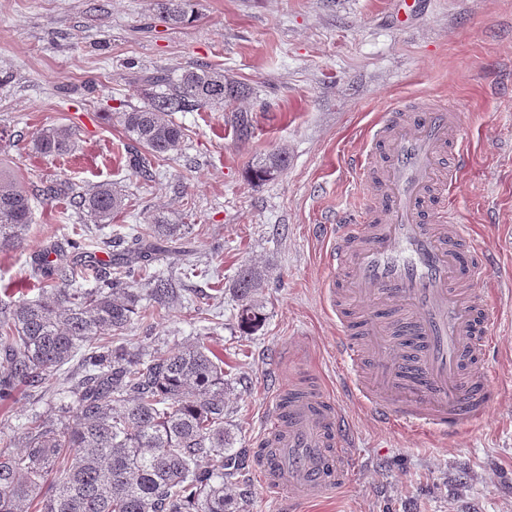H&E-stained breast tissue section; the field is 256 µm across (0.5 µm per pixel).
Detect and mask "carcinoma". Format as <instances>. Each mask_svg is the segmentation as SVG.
<instances>
[{
    "label": "carcinoma",
    "mask_w": 512,
    "mask_h": 512,
    "mask_svg": "<svg viewBox=\"0 0 512 512\" xmlns=\"http://www.w3.org/2000/svg\"><path fill=\"white\" fill-rule=\"evenodd\" d=\"M157 7L172 26L196 18L192 0H157ZM240 94L224 70L188 65L149 76L142 106L103 116L134 143L128 166L148 178L154 161L184 146L187 129L172 115ZM77 140L75 129L53 126L37 134L34 150L59 157L73 152ZM287 163L286 153H271L258 159L250 178L271 179ZM37 196L67 197L97 224L110 223L126 206L124 190L111 183L83 190L55 180L34 193L0 170V253L22 247ZM189 230L158 214L115 263L94 260L71 240L74 258L59 266L49 260L56 244L30 265L41 284L38 297L0 307V406L14 400L22 383L42 386L80 351L85 366L66 390L69 402L28 422L21 451L0 448V512H236L237 498L224 488L232 438L224 431L230 384L221 356L203 344L153 355L95 345L102 332H121L140 314L135 284L145 262L173 252ZM90 275L95 285L86 288ZM264 280V271L248 264L234 279L235 318L246 334L265 321L257 298ZM148 296L161 305L176 300L162 278L153 280Z\"/></svg>",
    "instance_id": "cac0c4a2"
}]
</instances>
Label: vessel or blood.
I'll use <instances>...</instances> for the list:
<instances>
[{
	"mask_svg": "<svg viewBox=\"0 0 512 512\" xmlns=\"http://www.w3.org/2000/svg\"><path fill=\"white\" fill-rule=\"evenodd\" d=\"M461 129L456 106L441 100L374 122L368 137L384 152L373 202L326 251L345 274L329 295L352 392L379 423L443 439L493 399L483 252L448 206L465 163ZM377 296L393 306L390 316L347 321L346 306ZM352 466L349 421L323 390L281 393L255 463L261 482L317 501L346 487Z\"/></svg>",
	"mask_w": 512,
	"mask_h": 512,
	"instance_id": "obj_1",
	"label": "vessel or blood"
}]
</instances>
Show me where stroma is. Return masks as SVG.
I'll return each mask as SVG.
<instances>
[{
	"label": "stroma",
	"mask_w": 512,
	"mask_h": 512,
	"mask_svg": "<svg viewBox=\"0 0 512 512\" xmlns=\"http://www.w3.org/2000/svg\"><path fill=\"white\" fill-rule=\"evenodd\" d=\"M194 9L196 22L174 27L155 0H0V169L29 189L57 179L112 183L129 195L108 224L73 214L62 198L35 200L23 247L0 254V305L38 295L25 273L54 241L85 238L107 261L136 227L165 214L192 225L190 256L181 264L154 256L145 275H170L179 299L145 301L146 319L112 343L151 352L200 342L223 354L231 384L224 428L236 458L224 485L240 512H512V0H420L403 27L392 20V0H194ZM188 64L223 69L246 93L176 113L189 130L185 146L143 179L127 163L131 141L102 115L141 106V76ZM448 95L468 150L450 201L487 259V367L497 396L443 440L381 425L351 395L325 301L341 273L323 253L371 202L351 166L383 153L370 125ZM61 125L78 130L76 151L35 153L37 132ZM280 151L287 168L251 182L252 164ZM247 263L267 272L258 292L266 319L249 336L229 291ZM82 370L77 355L42 388L19 386L0 407V447L19 448L29 419L54 407ZM308 376L348 416L356 442L348 487L315 503L269 493L252 462L279 392Z\"/></svg>",
	"instance_id": "35a3bbf8"
}]
</instances>
